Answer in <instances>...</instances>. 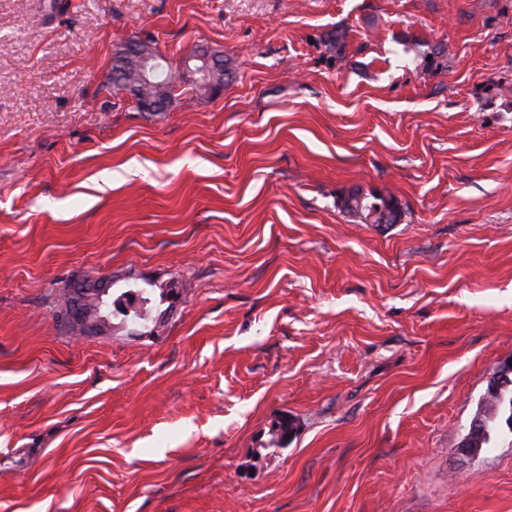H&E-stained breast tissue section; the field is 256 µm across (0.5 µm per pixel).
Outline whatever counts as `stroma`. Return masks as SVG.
Returning a JSON list of instances; mask_svg holds the SVG:
<instances>
[{"label": "stroma", "instance_id": "obj_1", "mask_svg": "<svg viewBox=\"0 0 512 512\" xmlns=\"http://www.w3.org/2000/svg\"><path fill=\"white\" fill-rule=\"evenodd\" d=\"M132 40L229 77L142 111ZM511 357L512 0H0V512H512ZM361 189H353L349 191L342 199V204L345 210L354 215L356 218L360 220L363 224H376L375 222H371L368 220V216L372 211L377 210L378 207H395L399 210V214L401 217V207L398 202V199L391 193H382V192H361ZM353 195H362L364 198L363 209H359L350 204L349 199L353 197ZM509 386L504 388L499 394H490L487 390L486 398L483 402L484 413L481 415L483 423L486 425L489 438L485 440L477 439L476 448H469L472 440L478 435H483V430L479 429L480 421L476 420L470 427L466 437L463 440L459 451L464 455H474L478 453V448H489L491 444H495L501 439L498 421L500 417L506 420L511 416L512 411V376L509 379ZM479 450V451H480Z\"/></svg>", "mask_w": 512, "mask_h": 512}]
</instances>
